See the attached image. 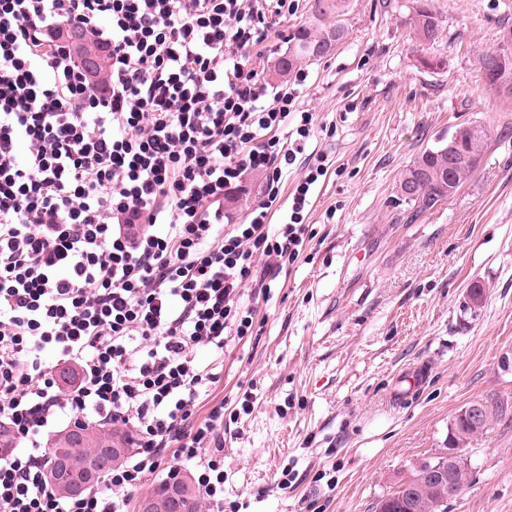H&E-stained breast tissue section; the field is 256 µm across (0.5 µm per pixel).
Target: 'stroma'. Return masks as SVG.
<instances>
[{
	"mask_svg": "<svg viewBox=\"0 0 512 512\" xmlns=\"http://www.w3.org/2000/svg\"><path fill=\"white\" fill-rule=\"evenodd\" d=\"M435 44L409 19L416 0H298L260 61L278 62L303 27L342 23L327 54L304 59L303 108L334 126L315 146L331 162L306 222L314 235L257 306V336L229 343L200 414H252L224 427L226 512H375L415 462L448 445L466 404L512 401V98L486 88L482 53L512 27V0H428ZM489 127L481 163L448 201L408 221L401 173L457 125ZM486 285L480 309L467 290ZM425 367L421 390L394 401L399 374ZM468 479L446 512H512V415L463 450Z\"/></svg>",
	"mask_w": 512,
	"mask_h": 512,
	"instance_id": "obj_1",
	"label": "stroma"
}]
</instances>
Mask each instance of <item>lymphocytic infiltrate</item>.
I'll list each match as a JSON object with an SVG mask.
<instances>
[{
    "label": "lymphocytic infiltrate",
    "instance_id": "f902f5d3",
    "mask_svg": "<svg viewBox=\"0 0 512 512\" xmlns=\"http://www.w3.org/2000/svg\"><path fill=\"white\" fill-rule=\"evenodd\" d=\"M296 0H0V512H127L148 477L189 466L224 512V421L204 360L253 335L303 253L329 164L300 109L306 69L270 84L257 59ZM102 51L94 73L74 38ZM297 173L284 190L288 173ZM262 180L243 222L224 204ZM285 216L277 230L269 224ZM75 368L59 380V365ZM135 433L89 492L46 479L51 421Z\"/></svg>",
    "mask_w": 512,
    "mask_h": 512
}]
</instances>
